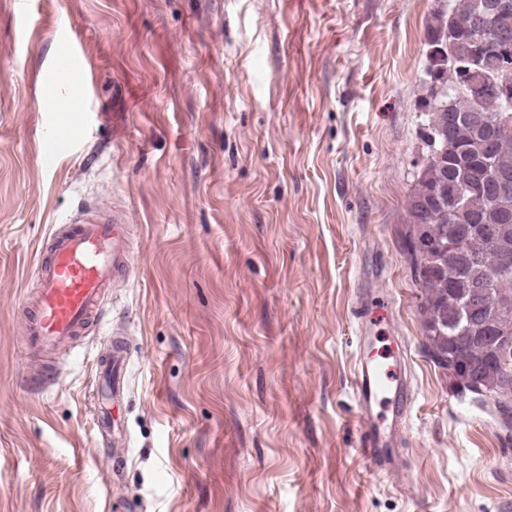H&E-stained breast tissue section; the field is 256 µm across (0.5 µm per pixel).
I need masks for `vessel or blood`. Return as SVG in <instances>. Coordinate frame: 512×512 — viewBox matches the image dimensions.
<instances>
[{
	"mask_svg": "<svg viewBox=\"0 0 512 512\" xmlns=\"http://www.w3.org/2000/svg\"><path fill=\"white\" fill-rule=\"evenodd\" d=\"M75 138L72 125L56 124L44 142L43 164L67 152ZM125 224L120 211L85 205L52 231L35 268L29 349L63 348L99 321L105 289L131 264ZM357 319L353 384L361 446L370 468L389 475L399 468L397 444L411 399L406 360L400 346H382L376 318L361 312Z\"/></svg>",
	"mask_w": 512,
	"mask_h": 512,
	"instance_id": "obj_1",
	"label": "vessel or blood"
}]
</instances>
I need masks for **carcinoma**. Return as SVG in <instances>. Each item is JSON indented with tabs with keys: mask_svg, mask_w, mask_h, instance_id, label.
<instances>
[{
	"mask_svg": "<svg viewBox=\"0 0 512 512\" xmlns=\"http://www.w3.org/2000/svg\"><path fill=\"white\" fill-rule=\"evenodd\" d=\"M471 0H448L433 12L426 42L440 40L454 54L455 66L428 63L429 84L441 88L436 105L425 108L428 161L417 174L406 205V252L424 288L421 312L436 360L448 356V369L468 377L454 386L457 395L485 392L499 403L512 402V386L501 375L512 370V193L495 191L498 177L512 175V121L504 122L512 100L490 89L475 95L462 87V71L482 70L494 77L493 32L468 26ZM494 27L512 33V0H498ZM480 103L481 121L461 120L449 136L442 130L448 111L466 113ZM463 196L464 205L448 204ZM486 288L499 300L492 313L468 302L469 291Z\"/></svg>",
	"mask_w": 512,
	"mask_h": 512,
	"instance_id": "1",
	"label": "carcinoma"
}]
</instances>
